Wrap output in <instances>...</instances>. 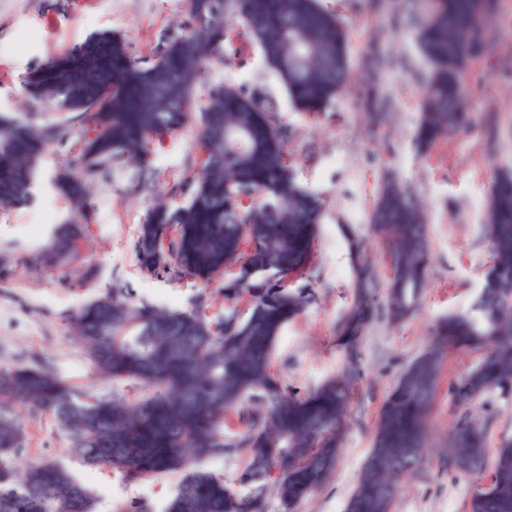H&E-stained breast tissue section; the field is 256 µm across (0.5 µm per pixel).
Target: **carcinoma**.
<instances>
[{
    "label": "carcinoma",
    "instance_id": "carcinoma-1",
    "mask_svg": "<svg viewBox=\"0 0 512 512\" xmlns=\"http://www.w3.org/2000/svg\"><path fill=\"white\" fill-rule=\"evenodd\" d=\"M192 28L164 38L144 65L114 32L90 36L26 78L28 95L58 112L91 117L96 134L82 143L56 187L80 216L90 177L105 178L124 160L138 166L137 189L148 187L146 145L196 122L199 157L187 164L189 200L173 207L155 199L138 226L135 254L142 271L188 275L209 283L229 275L222 290L243 300L212 322L199 295L191 310L149 303L131 305L119 286L87 303L75 332L103 376L138 384L134 401L86 395L43 364L0 369V512H97L92 491L62 463L44 459L20 468L25 431L13 405L52 414L80 461L106 466L129 482L181 470L184 478L165 512H268V493L281 512H294L333 471L363 379L359 343L376 319L385 290L387 319L400 323L418 307L429 264L427 228L416 198L390 183L372 213L373 230L389 245L391 274L381 282L350 242L354 301L336 324L343 353L340 372L300 396L272 370L277 337L311 302L309 285H294L313 260L325 202L299 183L285 145L288 126L276 118L274 99L260 85L213 86L198 105V79L233 41L231 23L260 49L301 112L320 114L348 78L344 29L319 0H188ZM493 15L485 0H416L410 20L428 67L423 112L416 131L427 147L466 125L464 76L481 45L474 33ZM237 129L235 145L224 137ZM65 124H32L0 114V211L31 199L46 147L67 138ZM486 233L492 262L467 313L450 314L427 348L400 374L384 399L372 448L345 512H380L385 489L395 488L422 462L436 383L447 352L482 351L479 362L452 386L453 401L471 405L512 387V173L494 176ZM84 235L78 220L54 229L50 242L26 257L32 269L75 258ZM245 427L224 435V419ZM475 458L464 469L474 481L469 512H512V438L487 464V435L474 416L448 436V462ZM249 457L234 479L197 466L201 458ZM490 484L492 494L482 496Z\"/></svg>",
    "mask_w": 512,
    "mask_h": 512
}]
</instances>
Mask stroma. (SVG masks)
I'll return each mask as SVG.
<instances>
[{"instance_id": "stroma-1", "label": "stroma", "mask_w": 512, "mask_h": 512, "mask_svg": "<svg viewBox=\"0 0 512 512\" xmlns=\"http://www.w3.org/2000/svg\"><path fill=\"white\" fill-rule=\"evenodd\" d=\"M324 0L336 11L348 36L349 83L327 112L296 111L278 78L267 70L258 48L239 38L200 78L196 97L206 101L217 83L262 82L278 103L277 116L288 125V160L298 180L322 195L325 210L310 270L314 300L279 336L272 368L293 392L306 393L341 368L335 326L353 300L356 235L380 277L391 271L387 248L371 230L370 216L384 179L393 178L416 195L428 227L430 270L417 314L395 326L378 317L360 342L364 378L351 408V422L336 467L324 485L300 502L295 512H344L370 451L380 407L407 365L427 347L434 326L444 317L470 311L492 257L483 226L487 220L492 175L512 168V0H496L490 48L466 72L468 129L440 138L420 150L413 138L421 112L420 91L427 68L412 30L398 26L406 0ZM189 21L186 0H0V113L27 117L36 124L69 122L68 141L49 146L38 169L31 201L0 213V368L43 362L77 390L95 395L130 393L126 382L100 378L73 329V316L87 302L114 286L125 288L134 303L186 310L207 292L208 320L223 318L230 307L219 284L143 274L134 257L138 224L153 195L184 203L179 184L189 158L200 151L199 129L152 139L151 192L136 191L134 169L118 165L107 179L91 182L89 223L77 257L58 268L27 269L25 257L40 250L55 224L73 206L55 185L57 174L91 135L90 120L68 121L65 113L35 103L23 82L56 53L91 35L119 33L132 56L152 60L157 44ZM386 32L385 49L393 64L381 75L388 99L384 116L371 123L372 60L368 53L377 32ZM481 358L478 351L445 358L432 411L430 441L417 471L405 480L392 512H468L472 479L443 464L440 454L464 414L449 392L451 383ZM477 413L487 429L489 448L512 435V393L483 398ZM25 428L22 463L53 458L65 464L93 491L98 512H117L133 502L164 512L182 475L170 472L137 483L109 468H88L47 414L20 408Z\"/></svg>"}]
</instances>
